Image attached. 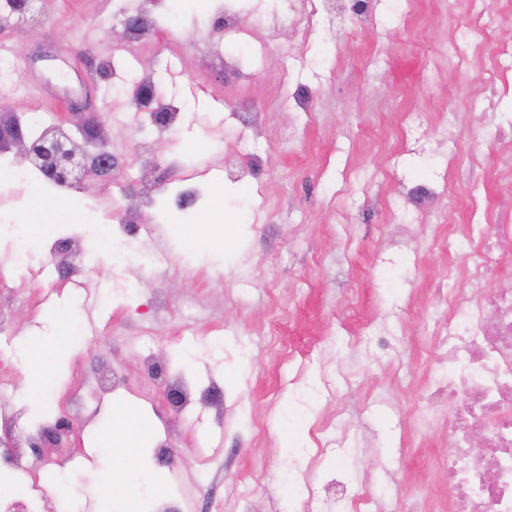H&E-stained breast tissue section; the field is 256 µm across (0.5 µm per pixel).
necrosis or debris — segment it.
<instances>
[{"instance_id":"1","label":"necrosis or debris","mask_w":512,"mask_h":512,"mask_svg":"<svg viewBox=\"0 0 512 512\" xmlns=\"http://www.w3.org/2000/svg\"><path fill=\"white\" fill-rule=\"evenodd\" d=\"M506 241L512 242V203L473 225L472 259L461 272L468 286L446 301L448 512H512V274L501 273L512 258L499 253ZM477 432L496 472L491 482L470 456Z\"/></svg>"}]
</instances>
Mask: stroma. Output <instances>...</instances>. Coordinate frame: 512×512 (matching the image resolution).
<instances>
[{"label":"stroma","instance_id":"stroma-1","mask_svg":"<svg viewBox=\"0 0 512 512\" xmlns=\"http://www.w3.org/2000/svg\"><path fill=\"white\" fill-rule=\"evenodd\" d=\"M146 2L41 0L4 32L0 105L38 134L87 75L117 163L60 188L18 149L0 153V474L13 512H89L93 494L102 512H151L173 474L203 469L201 512H302L305 488L334 479L387 491L389 512H443L448 405L423 398L443 373L428 315L464 285L449 240L512 198L496 172L512 68L495 55L512 24L479 34L476 57L450 47L468 20L442 0H371L366 20L303 0L304 36L282 23L292 0H235L252 49L226 65L202 0ZM124 6L157 20L133 56ZM147 71L179 109L172 128L127 106ZM187 182L201 193L190 214L174 206ZM61 198L79 221L47 213V234L30 239L37 207ZM134 209L150 227L149 272L139 255L110 258ZM216 210L223 227L205 226ZM25 238L34 257L17 267ZM64 242L79 260L67 275ZM58 313L78 340L37 400L17 340L50 333ZM172 374L192 383L190 422L163 402ZM116 406L146 427L130 489H113L102 439ZM63 418L69 446L44 456Z\"/></svg>","mask_w":512,"mask_h":512}]
</instances>
